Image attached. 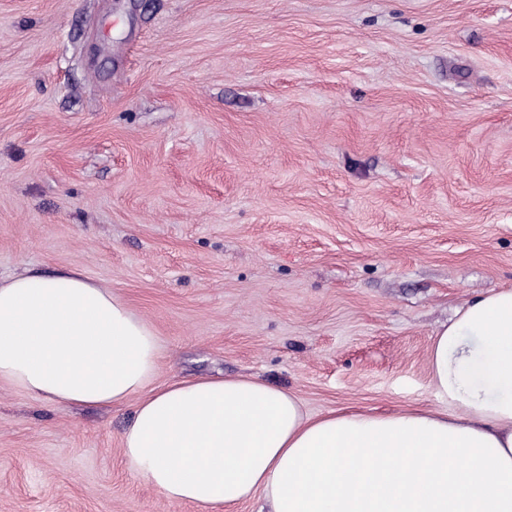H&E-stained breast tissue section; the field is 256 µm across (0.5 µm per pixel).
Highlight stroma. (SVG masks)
<instances>
[{
  "label": "stroma",
  "instance_id": "35a3bbf8",
  "mask_svg": "<svg viewBox=\"0 0 512 512\" xmlns=\"http://www.w3.org/2000/svg\"><path fill=\"white\" fill-rule=\"evenodd\" d=\"M74 267L156 383L445 411L433 336L512 289V0H0V277ZM134 408L0 382V512H204Z\"/></svg>",
  "mask_w": 512,
  "mask_h": 512
}]
</instances>
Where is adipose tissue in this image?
Masks as SVG:
<instances>
[{"mask_svg":"<svg viewBox=\"0 0 512 512\" xmlns=\"http://www.w3.org/2000/svg\"><path fill=\"white\" fill-rule=\"evenodd\" d=\"M151 327L76 268L0 278V381L58 404L136 399L128 467L166 498L267 512H512V289L434 336V396L452 414L309 417L251 377L157 386Z\"/></svg>","mask_w":512,"mask_h":512,"instance_id":"obj_1","label":"adipose tissue"}]
</instances>
